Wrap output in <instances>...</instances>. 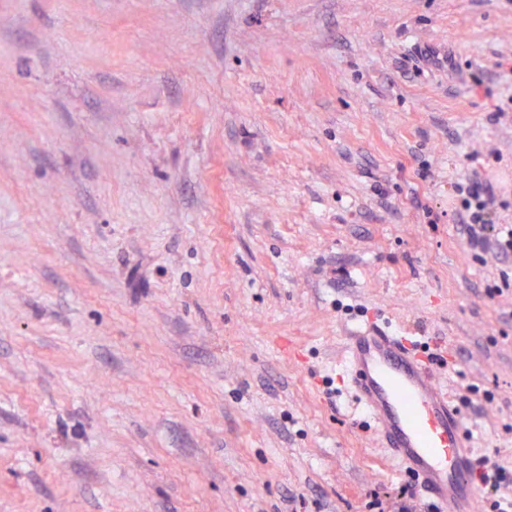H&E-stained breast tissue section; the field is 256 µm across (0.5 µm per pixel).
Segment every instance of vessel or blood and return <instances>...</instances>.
I'll return each instance as SVG.
<instances>
[{
  "label": "vessel or blood",
  "mask_w": 512,
  "mask_h": 512,
  "mask_svg": "<svg viewBox=\"0 0 512 512\" xmlns=\"http://www.w3.org/2000/svg\"><path fill=\"white\" fill-rule=\"evenodd\" d=\"M395 469L415 478L442 512H473V445L448 391L388 322L348 328L336 364Z\"/></svg>",
  "instance_id": "vessel-or-blood-1"
}]
</instances>
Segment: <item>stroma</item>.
<instances>
[{"instance_id": "35a3bbf8", "label": "stroma", "mask_w": 512, "mask_h": 512, "mask_svg": "<svg viewBox=\"0 0 512 512\" xmlns=\"http://www.w3.org/2000/svg\"><path fill=\"white\" fill-rule=\"evenodd\" d=\"M511 101L512 0H0V512L391 507L336 373L383 316L512 463L451 188L499 149L512 224Z\"/></svg>"}]
</instances>
